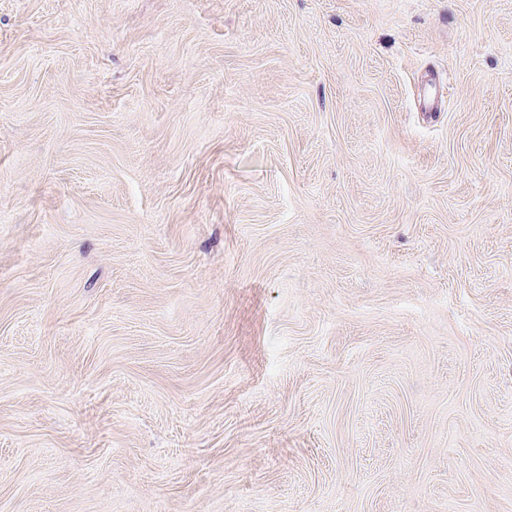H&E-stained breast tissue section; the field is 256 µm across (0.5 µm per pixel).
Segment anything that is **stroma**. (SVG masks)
<instances>
[{"label": "stroma", "instance_id": "obj_1", "mask_svg": "<svg viewBox=\"0 0 512 512\" xmlns=\"http://www.w3.org/2000/svg\"><path fill=\"white\" fill-rule=\"evenodd\" d=\"M0 512H512V0H0Z\"/></svg>", "mask_w": 512, "mask_h": 512}]
</instances>
